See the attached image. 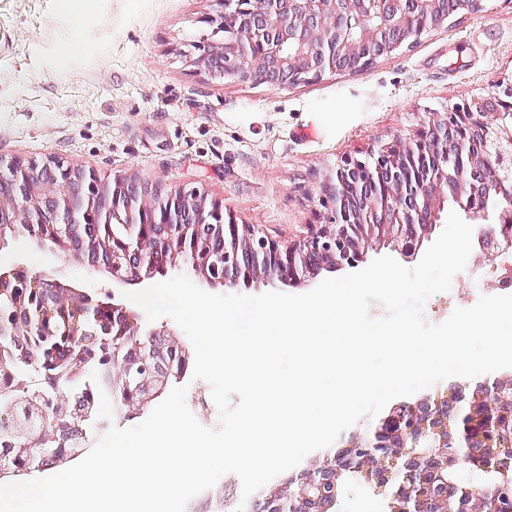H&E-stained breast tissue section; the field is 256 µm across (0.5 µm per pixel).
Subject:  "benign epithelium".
Listing matches in <instances>:
<instances>
[{
    "label": "benign epithelium",
    "mask_w": 512,
    "mask_h": 512,
    "mask_svg": "<svg viewBox=\"0 0 512 512\" xmlns=\"http://www.w3.org/2000/svg\"><path fill=\"white\" fill-rule=\"evenodd\" d=\"M222 10L206 20L210 33L193 48L196 62L213 77L271 87L316 81L327 73H362L378 59L398 52L419 33L410 30L409 11L438 28L448 23L447 0H219ZM497 96L455 104L431 115L419 133L396 139L371 151L368 158L342 162L323 187L324 222L307 235L280 242L261 235L249 224L225 219L223 205L192 191L168 189L159 182L115 177L101 180L92 170H75L59 160L41 165L0 158V224H78V211L95 210L108 224H130L127 236H112L115 285L143 282L155 268L181 257L211 284L233 288L239 282L277 279L295 285L322 270L355 268L368 249L390 245L406 258H415L435 230L448 204L458 206L479 228L482 255L512 251V208L493 201L495 182L512 178V122H499ZM481 139L482 147L466 146L462 134ZM224 232V263L210 259L204 247H188L199 229ZM64 301L75 315L85 313L92 300L69 288ZM119 335L141 331L138 317L112 306ZM189 350L176 343L161 367L160 388L146 396L139 389L123 393L125 415L150 410L169 377L184 373ZM496 381L468 392L457 386L444 398L426 399L393 408L372 431L353 432L348 448H365L356 458L374 491L390 502L389 512H422L429 492V470L441 449L461 448L445 466L472 464L498 474L494 491L505 512H512V473L496 459V435L512 423V398L501 396ZM393 448H404L412 461L425 466L419 480L409 483L397 465ZM57 440L39 448H24L0 457V475L25 472L36 458L61 456ZM304 494L329 495L325 481L312 471L291 479ZM479 489L468 481L454 485L442 512H481L468 506Z\"/></svg>",
    "instance_id": "benign-epithelium-1"
}]
</instances>
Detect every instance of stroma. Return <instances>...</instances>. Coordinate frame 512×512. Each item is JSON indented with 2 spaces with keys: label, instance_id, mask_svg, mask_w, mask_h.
<instances>
[{
  "label": "stroma",
  "instance_id": "obj_1",
  "mask_svg": "<svg viewBox=\"0 0 512 512\" xmlns=\"http://www.w3.org/2000/svg\"><path fill=\"white\" fill-rule=\"evenodd\" d=\"M217 0H0V158L64 161L104 180L194 188L239 224L283 242L318 223L321 186L342 159L412 137L431 113L512 82V0L427 29L359 74L271 88L200 73L191 44ZM82 45L61 67L75 16ZM24 268L125 304L104 268L24 236L0 248V272ZM479 296L456 274L431 295L428 323Z\"/></svg>",
  "mask_w": 512,
  "mask_h": 512
}]
</instances>
